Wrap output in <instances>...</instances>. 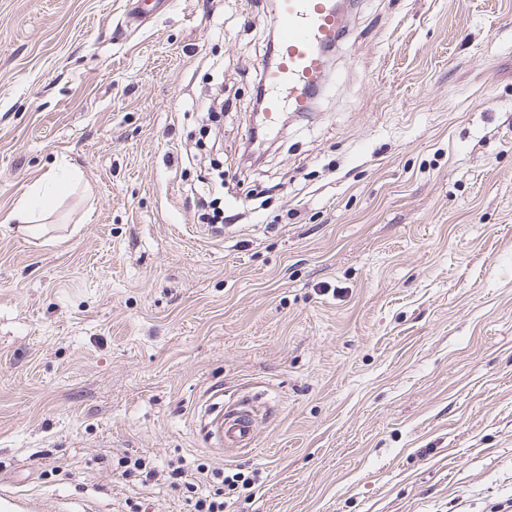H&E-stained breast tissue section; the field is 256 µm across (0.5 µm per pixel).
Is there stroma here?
I'll use <instances>...</instances> for the list:
<instances>
[{
  "instance_id": "1",
  "label": "stroma",
  "mask_w": 512,
  "mask_h": 512,
  "mask_svg": "<svg viewBox=\"0 0 512 512\" xmlns=\"http://www.w3.org/2000/svg\"><path fill=\"white\" fill-rule=\"evenodd\" d=\"M126 14L0 0V493L193 512L179 461L242 473L224 512H512V0H355L253 165L269 0ZM56 164L42 232L4 223ZM219 391L258 407L248 451L203 433Z\"/></svg>"
}]
</instances>
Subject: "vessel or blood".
<instances>
[{
  "label": "vessel or blood",
  "instance_id": "obj_1",
  "mask_svg": "<svg viewBox=\"0 0 512 512\" xmlns=\"http://www.w3.org/2000/svg\"><path fill=\"white\" fill-rule=\"evenodd\" d=\"M173 0H131L128 23L153 19ZM277 31L276 59L264 68V130L277 128L282 112L305 113L312 95L323 90L327 60L324 47L334 45L343 17L330 0H278L273 16ZM209 440L229 448L251 447L256 435L253 411L242 404L233 408L217 402L206 410Z\"/></svg>",
  "mask_w": 512,
  "mask_h": 512
}]
</instances>
